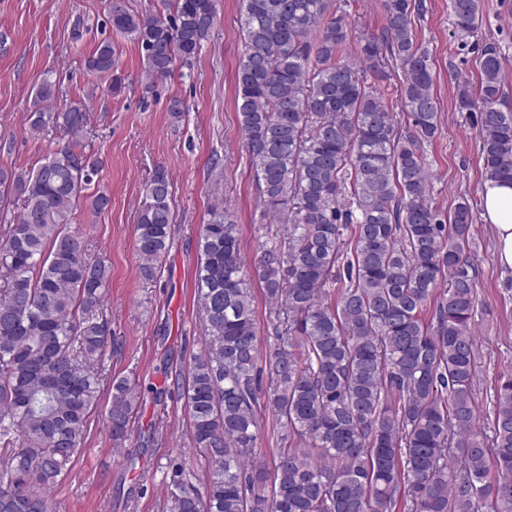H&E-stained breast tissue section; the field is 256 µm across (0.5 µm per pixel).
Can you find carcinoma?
Segmentation results:
<instances>
[{"label": "carcinoma", "mask_w": 512, "mask_h": 512, "mask_svg": "<svg viewBox=\"0 0 512 512\" xmlns=\"http://www.w3.org/2000/svg\"><path fill=\"white\" fill-rule=\"evenodd\" d=\"M346 7L240 0L243 143L263 213L284 227L256 262L276 344L261 353L238 226L216 208L196 266L205 348L182 382L206 491L171 463L169 512H512V375L495 387L489 443L474 396V206L461 196L445 216L431 202L425 148L439 107L416 31L425 4L385 0L383 25L357 40ZM449 8L458 46L474 38L478 51L474 77L448 61L454 109L474 118L484 179L512 183L502 48L481 35L482 0ZM215 16V0H168L167 12L145 15L108 5L152 82L193 64ZM88 66L112 71V43ZM369 71L378 83H367ZM394 74L399 114L381 86ZM54 94L44 78L29 126L66 142L36 168H0V199L16 205L0 228V512H49L101 398L94 368L112 345L99 320L111 267L68 229L100 168L83 145L90 117L44 106ZM172 222L173 184L158 166L136 224L147 280ZM110 395L118 443L141 394L115 377ZM260 406L282 430L270 472L254 452Z\"/></svg>", "instance_id": "carcinoma-1"}]
</instances>
